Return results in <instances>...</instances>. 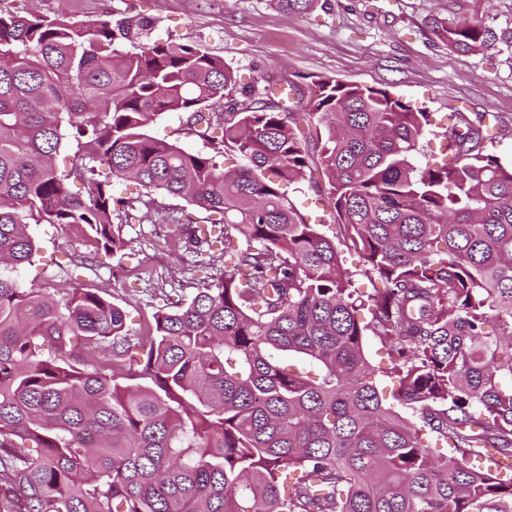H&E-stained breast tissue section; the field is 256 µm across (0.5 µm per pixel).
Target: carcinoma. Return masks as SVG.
<instances>
[{"label":"carcinoma","mask_w":512,"mask_h":512,"mask_svg":"<svg viewBox=\"0 0 512 512\" xmlns=\"http://www.w3.org/2000/svg\"><path fill=\"white\" fill-rule=\"evenodd\" d=\"M156 27L0 12V512H512V473L477 461L512 460L497 117L448 113L446 159L418 167L433 121L412 102L320 77L289 112L201 45L151 40ZM427 27L464 55L497 40L481 21ZM168 112L208 149L153 135ZM232 154L247 164L225 169ZM130 178L138 196L114 195ZM306 179L326 183L333 223L291 199ZM156 194L191 207L155 212L214 274L139 330L105 291L20 281L39 254L29 225L116 255L114 214ZM346 250L362 268L342 267Z\"/></svg>","instance_id":"cac0c4a2"}]
</instances>
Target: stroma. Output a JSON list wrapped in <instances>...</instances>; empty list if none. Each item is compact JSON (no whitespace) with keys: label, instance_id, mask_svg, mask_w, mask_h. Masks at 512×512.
Listing matches in <instances>:
<instances>
[{"label":"stroma","instance_id":"obj_1","mask_svg":"<svg viewBox=\"0 0 512 512\" xmlns=\"http://www.w3.org/2000/svg\"><path fill=\"white\" fill-rule=\"evenodd\" d=\"M2 11H33L78 22L141 14L157 19V39L186 38L238 70L243 82L292 84V111H303L312 80L331 77L389 89L436 115L461 106L467 115H496L507 130L493 154L512 162V0H319L306 14L287 15L269 0H0ZM488 21L497 41L476 55H460L426 27L428 18ZM127 247L122 256L98 251L89 239L59 224H33L40 260L20 270L28 285L54 291L78 278L103 288L138 329L154 306L189 294L206 269L184 246L174 224H155L144 209L116 217Z\"/></svg>","mask_w":512,"mask_h":512}]
</instances>
